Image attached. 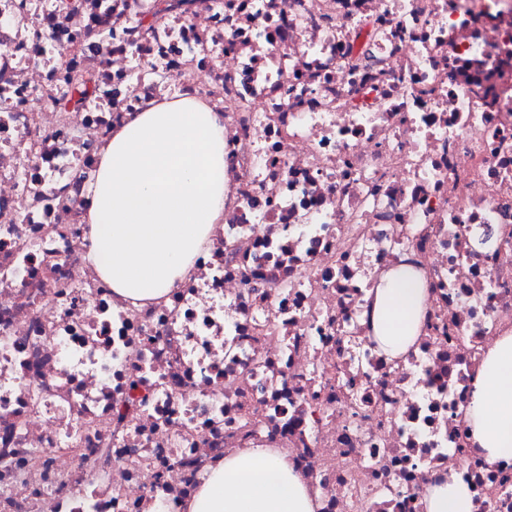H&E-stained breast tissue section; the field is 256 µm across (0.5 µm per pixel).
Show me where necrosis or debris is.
Masks as SVG:
<instances>
[{
    "label": "necrosis or debris",
    "instance_id": "obj_1",
    "mask_svg": "<svg viewBox=\"0 0 512 512\" xmlns=\"http://www.w3.org/2000/svg\"><path fill=\"white\" fill-rule=\"evenodd\" d=\"M183 96L224 120V221L135 305L88 260V186ZM404 263L428 305L394 361L369 310ZM508 331L512 0H0V512H182L256 447L317 512H425L452 476L512 512L464 418ZM94 92V87L88 81L83 79L72 81L68 95L59 103L60 111L66 112L72 105L85 100Z\"/></svg>",
    "mask_w": 512,
    "mask_h": 512
}]
</instances>
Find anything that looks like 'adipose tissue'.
Here are the masks:
<instances>
[{
    "instance_id": "obj_1",
    "label": "adipose tissue",
    "mask_w": 512,
    "mask_h": 512,
    "mask_svg": "<svg viewBox=\"0 0 512 512\" xmlns=\"http://www.w3.org/2000/svg\"><path fill=\"white\" fill-rule=\"evenodd\" d=\"M224 126L196 97L152 101L115 129L100 155L86 220L91 263L132 303L163 298L191 271L224 217ZM427 307L421 273L405 264L376 290L374 340L387 356L407 352ZM487 463L512 457V332L497 337L473 383L466 418ZM427 512H472L461 480L428 487ZM183 512H316L293 466L273 448L225 458Z\"/></svg>"
}]
</instances>
